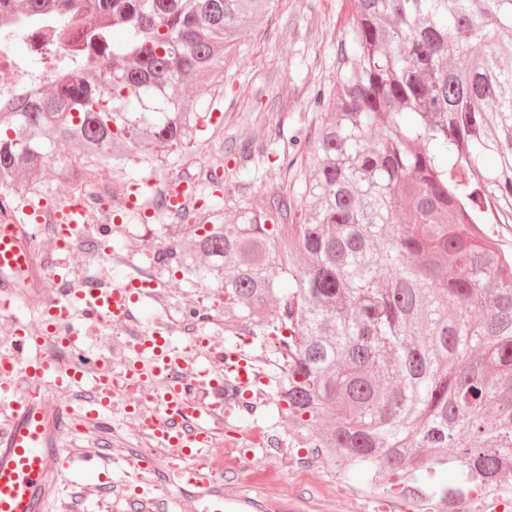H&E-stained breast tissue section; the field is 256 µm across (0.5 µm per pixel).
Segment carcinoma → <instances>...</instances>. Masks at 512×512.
<instances>
[{"label": "carcinoma", "mask_w": 512, "mask_h": 512, "mask_svg": "<svg viewBox=\"0 0 512 512\" xmlns=\"http://www.w3.org/2000/svg\"><path fill=\"white\" fill-rule=\"evenodd\" d=\"M274 2L88 0L97 74L71 67L0 106V184L21 197V173L63 174L59 142L94 166L154 167L190 137L185 85L205 92ZM353 2L314 137L290 141L293 197L199 224L158 263L221 281L228 326L280 337L277 402L302 428L332 417L307 434L313 456L391 474L410 497L419 473L457 462L442 493L462 498L512 471V250L494 228L512 224V0Z\"/></svg>", "instance_id": "cac0c4a2"}]
</instances>
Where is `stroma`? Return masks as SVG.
Segmentation results:
<instances>
[{
    "instance_id": "35a3bbf8",
    "label": "stroma",
    "mask_w": 512,
    "mask_h": 512,
    "mask_svg": "<svg viewBox=\"0 0 512 512\" xmlns=\"http://www.w3.org/2000/svg\"><path fill=\"white\" fill-rule=\"evenodd\" d=\"M352 12V0H277L272 13L256 23L224 59V71L202 96L198 127L191 147L168 152V165L152 169L128 156L104 168L121 182H138V211L112 225V246L129 258L124 266H107L105 280L129 281L134 268L151 264L156 248L172 230L161 222L142 227L139 210L149 208L151 180H200L207 168L221 166L226 182L212 199L224 223H235L247 208L263 206L270 196L292 191L293 173L282 169L291 158L288 140L313 132L317 113L310 100L316 88H332L336 53ZM159 289L166 309L147 301L137 317L151 329L165 317L182 318L186 308H210V320L199 328L211 343L228 345L224 332V290L213 279L186 281L163 274ZM249 363L265 373V405L253 416H231L227 431L215 435L205 454L216 463L214 487L224 496V512H448L442 487L461 475L460 466L440 469L422 487L419 498L400 495L391 475H370L315 461L304 431L275 405L277 348L265 333L241 346ZM276 439L273 448L265 438ZM145 439L123 401L112 408V427L97 440L74 447L76 457L91 458L96 471L85 479L81 466L66 471L61 495L51 512H201L191 487L173 482L175 470L195 467L192 459L173 458L157 447L151 461L140 465Z\"/></svg>"
}]
</instances>
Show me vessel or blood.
Returning <instances> with one entry per match:
<instances>
[{"label":"vessel or blood","mask_w":512,"mask_h":512,"mask_svg":"<svg viewBox=\"0 0 512 512\" xmlns=\"http://www.w3.org/2000/svg\"><path fill=\"white\" fill-rule=\"evenodd\" d=\"M34 233L31 224H0V296L5 301L19 303L43 290L45 268L32 247ZM153 294V287L131 282L115 288H58L45 316L61 347L80 353L89 347L90 323L137 313ZM9 343L8 351L0 352V512H44L54 482L72 464L66 438L74 433V415L85 418L83 435L94 437L105 429L120 389L131 384L143 391L129 406L142 431L178 457L198 461L191 470L177 471V482L195 488L204 512H224L223 495L210 491L213 468L200 460L224 421L222 374L178 350L159 328L133 337L131 353L120 364L101 355L99 368L88 377L63 363L43 334L21 326ZM85 385L90 394L76 404L54 405L45 397L49 389Z\"/></svg>","instance_id":"b4317fda"}]
</instances>
